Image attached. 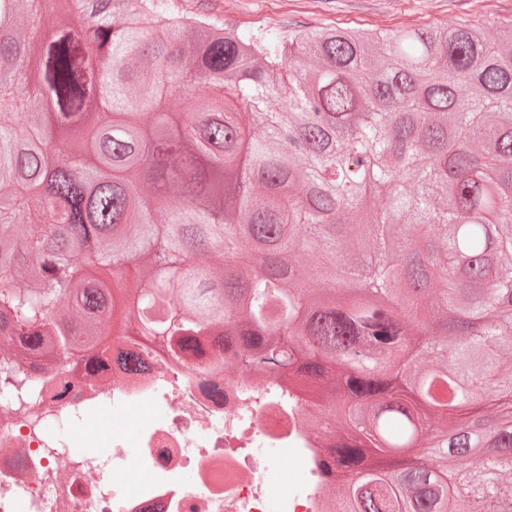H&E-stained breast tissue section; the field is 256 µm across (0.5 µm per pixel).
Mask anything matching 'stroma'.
Returning a JSON list of instances; mask_svg holds the SVG:
<instances>
[{
    "label": "stroma",
    "mask_w": 512,
    "mask_h": 512,
    "mask_svg": "<svg viewBox=\"0 0 512 512\" xmlns=\"http://www.w3.org/2000/svg\"><path fill=\"white\" fill-rule=\"evenodd\" d=\"M242 29L287 35L297 28H449L475 21L494 28L512 18V0H174Z\"/></svg>",
    "instance_id": "obj_1"
}]
</instances>
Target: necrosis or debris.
Wrapping results in <instances>:
<instances>
[{
  "instance_id": "1",
  "label": "necrosis or debris",
  "mask_w": 512,
  "mask_h": 512,
  "mask_svg": "<svg viewBox=\"0 0 512 512\" xmlns=\"http://www.w3.org/2000/svg\"><path fill=\"white\" fill-rule=\"evenodd\" d=\"M119 357L82 360L65 396L48 381L35 404L0 407V512H328L317 441L280 381L244 377L231 396L223 372L170 352ZM99 446L108 459L92 455ZM292 460L302 478L274 493Z\"/></svg>"
}]
</instances>
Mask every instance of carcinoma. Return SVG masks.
Segmentation results:
<instances>
[{"label": "carcinoma", "mask_w": 512, "mask_h": 512, "mask_svg": "<svg viewBox=\"0 0 512 512\" xmlns=\"http://www.w3.org/2000/svg\"><path fill=\"white\" fill-rule=\"evenodd\" d=\"M114 319L319 400L342 512H512V20L0 0V378Z\"/></svg>", "instance_id": "1"}]
</instances>
